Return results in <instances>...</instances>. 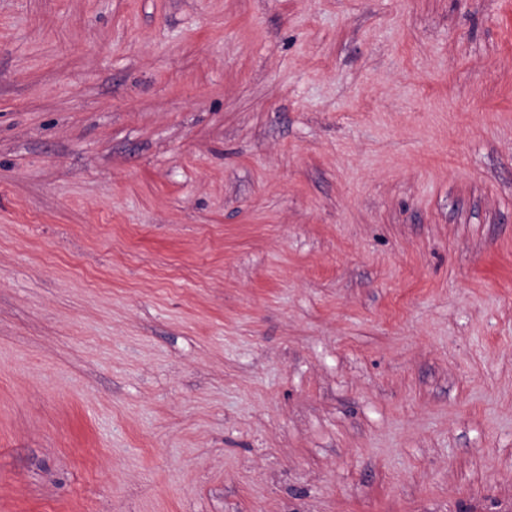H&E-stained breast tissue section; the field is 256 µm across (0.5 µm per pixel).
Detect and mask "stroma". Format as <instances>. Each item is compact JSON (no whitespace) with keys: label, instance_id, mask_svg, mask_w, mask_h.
Returning <instances> with one entry per match:
<instances>
[{"label":"stroma","instance_id":"1","mask_svg":"<svg viewBox=\"0 0 512 512\" xmlns=\"http://www.w3.org/2000/svg\"><path fill=\"white\" fill-rule=\"evenodd\" d=\"M0 512H512V0H0Z\"/></svg>","mask_w":512,"mask_h":512}]
</instances>
